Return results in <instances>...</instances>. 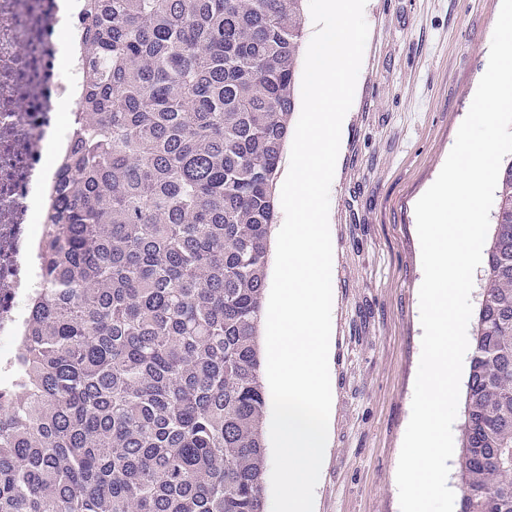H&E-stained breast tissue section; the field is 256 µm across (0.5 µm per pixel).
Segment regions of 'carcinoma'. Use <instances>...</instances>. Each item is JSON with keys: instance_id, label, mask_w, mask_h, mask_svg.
Returning <instances> with one entry per match:
<instances>
[{"instance_id": "obj_1", "label": "carcinoma", "mask_w": 512, "mask_h": 512, "mask_svg": "<svg viewBox=\"0 0 512 512\" xmlns=\"http://www.w3.org/2000/svg\"><path fill=\"white\" fill-rule=\"evenodd\" d=\"M83 112L0 389V512H265L259 347L305 0H86ZM458 512H512V161Z\"/></svg>"}]
</instances>
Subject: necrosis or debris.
Masks as SVG:
<instances>
[{"label":"necrosis or debris","instance_id":"obj_1","mask_svg":"<svg viewBox=\"0 0 512 512\" xmlns=\"http://www.w3.org/2000/svg\"><path fill=\"white\" fill-rule=\"evenodd\" d=\"M0 0V374L42 282L34 255L81 109L89 51L84 0ZM70 46L60 66L61 46Z\"/></svg>","mask_w":512,"mask_h":512}]
</instances>
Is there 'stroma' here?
<instances>
[{
	"instance_id": "1",
	"label": "stroma",
	"mask_w": 512,
	"mask_h": 512,
	"mask_svg": "<svg viewBox=\"0 0 512 512\" xmlns=\"http://www.w3.org/2000/svg\"><path fill=\"white\" fill-rule=\"evenodd\" d=\"M501 0H367L368 39L341 130L332 407L314 512H400L396 471L421 354L415 202L488 66Z\"/></svg>"
}]
</instances>
